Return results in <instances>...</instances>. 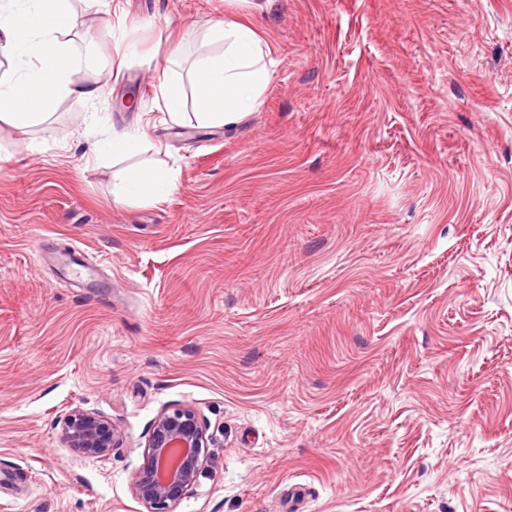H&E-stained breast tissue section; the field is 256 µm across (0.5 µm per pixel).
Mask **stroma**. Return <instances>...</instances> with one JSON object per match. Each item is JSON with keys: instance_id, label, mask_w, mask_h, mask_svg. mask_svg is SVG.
<instances>
[{"instance_id": "obj_1", "label": "stroma", "mask_w": 512, "mask_h": 512, "mask_svg": "<svg viewBox=\"0 0 512 512\" xmlns=\"http://www.w3.org/2000/svg\"><path fill=\"white\" fill-rule=\"evenodd\" d=\"M70 3L98 98L0 129V512H144L150 424L182 405L219 458L177 512H285L295 483L301 512H506L512 0ZM243 12L273 49L263 103L200 125L206 29ZM114 131L138 153L93 158ZM159 163L169 195L113 203ZM78 406L124 445L65 448ZM159 91L164 100V120L181 125L184 118V97L178 82L174 78L165 80L160 84Z\"/></svg>"}]
</instances>
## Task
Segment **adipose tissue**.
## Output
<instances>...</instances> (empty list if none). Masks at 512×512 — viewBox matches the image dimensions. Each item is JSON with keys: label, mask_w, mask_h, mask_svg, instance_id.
I'll list each match as a JSON object with an SVG mask.
<instances>
[{"label": "adipose tissue", "mask_w": 512, "mask_h": 512, "mask_svg": "<svg viewBox=\"0 0 512 512\" xmlns=\"http://www.w3.org/2000/svg\"><path fill=\"white\" fill-rule=\"evenodd\" d=\"M78 22L67 0H0V55L14 62L11 75L0 78V123L22 131L33 125L40 109L60 97L97 98L99 86L71 78L76 68L92 64L67 39ZM207 33L224 50L195 66L199 118L208 126H234L262 104L274 65L271 49L247 15L209 26ZM175 180V171L166 167L130 169L115 200L159 199L173 189Z\"/></svg>", "instance_id": "ef3b65f1"}]
</instances>
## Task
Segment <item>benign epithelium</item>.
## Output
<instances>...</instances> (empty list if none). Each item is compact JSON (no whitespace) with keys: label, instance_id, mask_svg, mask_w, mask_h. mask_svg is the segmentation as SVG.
I'll return each instance as SVG.
<instances>
[{"label":"benign epithelium","instance_id":"benign-epithelium-1","mask_svg":"<svg viewBox=\"0 0 512 512\" xmlns=\"http://www.w3.org/2000/svg\"><path fill=\"white\" fill-rule=\"evenodd\" d=\"M65 447L89 458H102L124 441L123 431L103 415L75 407L62 427ZM214 443L190 406L164 408L153 419L132 482V493L145 512H176L207 463L216 459Z\"/></svg>","mask_w":512,"mask_h":512}]
</instances>
